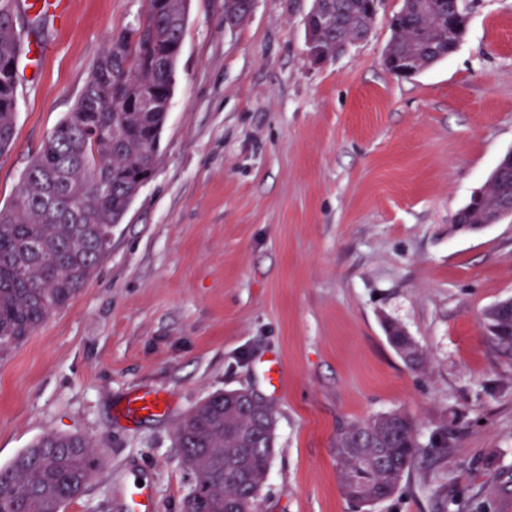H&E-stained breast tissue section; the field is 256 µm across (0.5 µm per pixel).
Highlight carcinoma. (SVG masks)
I'll list each match as a JSON object with an SVG mask.
<instances>
[{"mask_svg":"<svg viewBox=\"0 0 512 512\" xmlns=\"http://www.w3.org/2000/svg\"><path fill=\"white\" fill-rule=\"evenodd\" d=\"M333 19L313 30L314 46L335 56L364 39L371 16L364 0H325ZM465 14L462 0H443L420 12L405 0L391 23L385 63L410 60L422 71L452 54L465 31L451 29L442 12ZM24 0H0V156L14 145L17 63L24 34L15 21ZM187 22V0H146L143 20L111 35L83 93L48 135L26 168L11 201L0 207V358L9 356L66 306L92 276L131 201L153 174L158 134L169 111L175 64ZM152 87L156 105L146 112L141 89ZM512 205V169L503 168L483 199L467 204L457 224L491 222ZM489 343L512 356V307L484 313ZM385 333L412 370L425 353L403 327ZM418 427L393 410L336 435L343 494L362 507L390 497L416 465ZM176 441L191 481L188 512H256L255 494L275 447L270 406L255 409L216 392L180 422ZM96 458L79 435L46 434L0 468V512H63L92 477Z\"/></svg>","mask_w":512,"mask_h":512,"instance_id":"cac0c4a2","label":"carcinoma"}]
</instances>
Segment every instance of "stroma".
Masks as SVG:
<instances>
[{
    "mask_svg": "<svg viewBox=\"0 0 512 512\" xmlns=\"http://www.w3.org/2000/svg\"><path fill=\"white\" fill-rule=\"evenodd\" d=\"M314 0H188L151 179L112 229L91 278L0 360V468L43 434L84 437L98 466L63 512H182L176 430L217 391L247 388L276 422L258 512H362L341 492V427L391 410L421 454L373 512H512V359L485 310L512 297V223L454 227L512 151V0H465L448 58L410 77L383 64L402 0H380L368 36L323 63L307 55ZM146 0H69L64 24L21 17L47 45L20 73L17 137L0 157V206L72 112L113 33ZM424 350L411 371L384 321ZM279 358L273 390L265 360ZM156 390L163 416H120ZM455 433L439 447L444 429Z\"/></svg>",
    "mask_w": 512,
    "mask_h": 512,
    "instance_id": "1",
    "label": "stroma"
}]
</instances>
